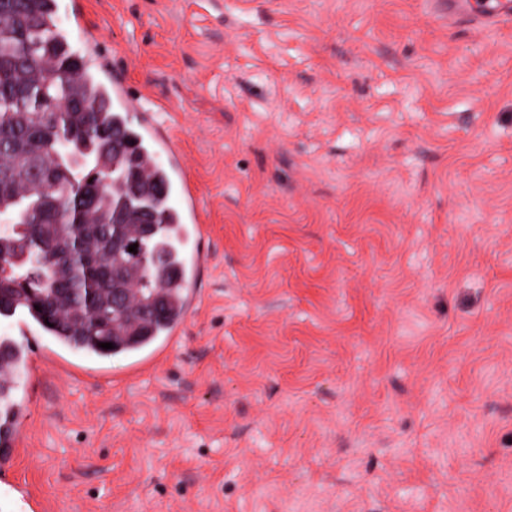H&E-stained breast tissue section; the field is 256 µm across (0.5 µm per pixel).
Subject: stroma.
Segmentation results:
<instances>
[{
	"mask_svg": "<svg viewBox=\"0 0 512 512\" xmlns=\"http://www.w3.org/2000/svg\"><path fill=\"white\" fill-rule=\"evenodd\" d=\"M59 2L176 136L210 257L155 367L39 356L48 512H512V25Z\"/></svg>",
	"mask_w": 512,
	"mask_h": 512,
	"instance_id": "1",
	"label": "stroma"
}]
</instances>
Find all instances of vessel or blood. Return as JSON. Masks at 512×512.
I'll return each mask as SVG.
<instances>
[{
    "label": "vessel or blood",
    "mask_w": 512,
    "mask_h": 512,
    "mask_svg": "<svg viewBox=\"0 0 512 512\" xmlns=\"http://www.w3.org/2000/svg\"><path fill=\"white\" fill-rule=\"evenodd\" d=\"M433 5L449 20L467 19L488 29L497 28L505 21L512 22V0H485L477 11L472 8V0H433ZM112 109L117 124L127 125L141 145L143 155L162 167L165 204L172 218V235L181 260L178 267V281L182 285L181 308L162 335L152 342L150 351L136 359L134 366L139 369L156 364L181 339L188 316L198 301L197 283L205 260L203 208L172 137L150 113L137 112L128 91L117 82L112 85ZM133 111L137 112L138 118L130 125L126 119ZM0 319L10 324L9 331L0 335V372L18 378L31 376L36 370L33 349L41 344L43 329L22 304L0 310ZM1 396L5 402L0 405V490L12 498L20 512H40L39 501L17 484L14 477L16 457L27 439L34 402L30 395L9 390Z\"/></svg>",
    "instance_id": "b4317fda"
}]
</instances>
